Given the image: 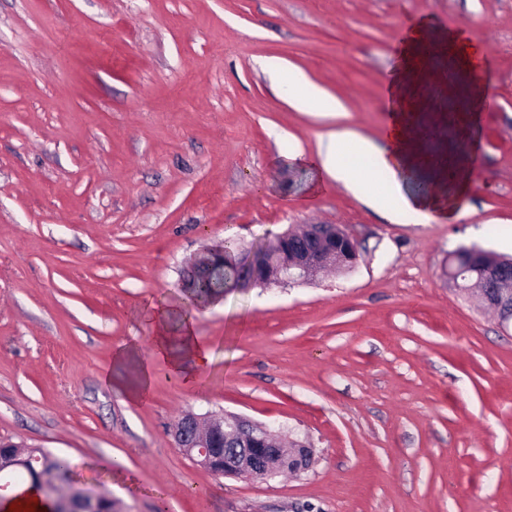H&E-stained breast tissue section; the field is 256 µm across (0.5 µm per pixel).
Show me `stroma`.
I'll return each mask as SVG.
<instances>
[{
  "instance_id": "35a3bbf8",
  "label": "stroma",
  "mask_w": 512,
  "mask_h": 512,
  "mask_svg": "<svg viewBox=\"0 0 512 512\" xmlns=\"http://www.w3.org/2000/svg\"><path fill=\"white\" fill-rule=\"evenodd\" d=\"M424 18L467 28L493 87L474 127L447 47L419 83L425 171L478 144L456 224L388 221L290 159L331 131L382 143ZM295 71L322 91L302 108ZM303 224L348 234L355 269L190 307L215 345L199 386L153 362L148 309L187 305L189 261ZM472 243L512 255V0H0V439L71 458L112 512H512V329L448 279ZM130 343L153 364L141 403L104 381ZM187 411L313 461L215 476L174 445Z\"/></svg>"
}]
</instances>
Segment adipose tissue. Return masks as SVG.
<instances>
[{"label":"adipose tissue","mask_w":512,"mask_h":512,"mask_svg":"<svg viewBox=\"0 0 512 512\" xmlns=\"http://www.w3.org/2000/svg\"><path fill=\"white\" fill-rule=\"evenodd\" d=\"M458 38V33L447 34L431 29L424 23L413 31L404 49L409 64L387 87L392 115L384 131L385 146H377L350 131L330 132L322 136L315 155L309 156L299 150L293 154V161L341 183L368 206L381 209L382 204L369 182L355 179L345 162L344 154L351 149L384 171L386 192L397 201L396 208L388 212L390 219H398L404 212H412L429 220L456 222L466 218L469 214L467 208H448L446 199L438 192L410 193L406 190L409 182L422 176L419 162L424 150L423 143L414 136L413 122L409 116L410 89L414 81L420 77L418 69L412 67L411 62L427 42L452 43ZM171 316V311L162 308L152 313L153 354L156 358L164 360L174 375L192 385L198 381L200 372L211 362L212 350L208 342L197 336L191 320H183L178 330H171Z\"/></svg>","instance_id":"adipose-tissue-1"}]
</instances>
